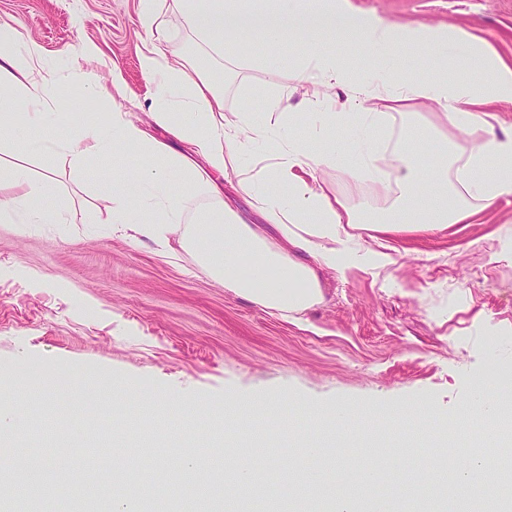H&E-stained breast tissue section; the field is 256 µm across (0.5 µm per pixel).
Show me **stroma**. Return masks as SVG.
<instances>
[{"label":"stroma","mask_w":512,"mask_h":512,"mask_svg":"<svg viewBox=\"0 0 512 512\" xmlns=\"http://www.w3.org/2000/svg\"><path fill=\"white\" fill-rule=\"evenodd\" d=\"M364 14L399 23H436L461 28L512 60V0H352ZM171 0H158L162 47L190 63L208 61L224 93V109L249 107L264 117L268 97L293 82L282 64L260 61L267 44L252 40L250 60H206L198 38ZM140 0H0V21L38 42L60 79L65 102H80L94 120L106 118L103 102L87 97L82 72L103 79L120 73L125 95L116 97L146 123L152 138L183 151L182 143L150 124L152 83L141 73L138 54L149 39L139 23ZM94 45L81 57L79 41ZM33 175L51 174L59 188V220L19 224L0 218V399L16 400L31 426L48 428L58 447L23 439L26 453L40 456L55 481L46 512H68L72 486L89 496L110 497L108 476L132 473L156 503L183 512H203L198 489L225 476L228 466L253 464L273 487L279 471L269 460L293 463L321 477L326 493L343 489V471L357 464L358 448L388 458L379 473L385 497L400 472L415 468L436 481L428 453L415 436L427 407L443 424L467 413L476 393L512 408V202L498 201L467 223L445 231L386 238L391 261L383 267L361 261L344 272L321 271L325 301L293 319L269 313L212 279L194 252L163 256L149 240L133 244L107 220L101 183L112 182L136 157L117 149L112 163L92 161L73 168L62 157L29 156ZM352 158L323 167L321 182L354 208L387 209L393 197L353 173ZM137 380L146 403L137 421L144 451L105 455L87 449V434L106 421L113 439L124 430L116 414ZM206 397L209 411L193 422L192 442L201 460L193 478L175 484L167 461L183 446L168 431L162 408L171 401ZM272 399L268 417L242 415L224 421V401ZM338 401L360 405L351 425L357 447L330 448L319 458L286 441L269 420L303 432L313 429L319 409ZM260 432L257 447L238 451L243 435ZM230 453L213 467L215 440ZM79 472L78 484L62 478Z\"/></svg>","instance_id":"1"}]
</instances>
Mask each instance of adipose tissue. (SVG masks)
I'll use <instances>...</instances> for the list:
<instances>
[{
	"label": "adipose tissue",
	"instance_id": "adipose-tissue-1",
	"mask_svg": "<svg viewBox=\"0 0 512 512\" xmlns=\"http://www.w3.org/2000/svg\"><path fill=\"white\" fill-rule=\"evenodd\" d=\"M174 6L215 55L241 58L255 37L276 49L292 48L298 59L295 82L306 87L307 102L315 107L318 147L309 149L287 132L292 88L269 99V120L246 108L228 112L206 67L168 59L156 47L139 58L154 84L150 119L186 144L188 153H172L152 140L117 105L105 122L89 121L60 99L59 81L40 45L0 22V126L20 118L26 128L13 152L62 156L80 167L111 160L117 146L133 151L139 159L136 194L127 196L117 184L102 189L112 223L127 238L166 245L178 236L181 247L196 251L202 268L234 294L291 318L324 301L320 269L340 271L361 260V252L349 246L354 231L444 230L467 220L476 205L512 197V129L496 131L481 110L487 101L512 104V64L487 45L478 51L481 69L460 80L432 60L445 45L471 47L466 30L361 15L351 0H174ZM404 51L417 68L396 65ZM331 86L344 91V99L328 96ZM417 99L437 103L460 135L480 127L484 138L465 148L438 137L435 126L408 111ZM378 101L401 110L397 137L384 150L376 147L386 119L374 109ZM344 145L355 153L357 169L397 191L379 218H367L330 195L317 176L320 168L337 163ZM248 154L264 159V166L245 170ZM218 173L237 177L260 223H248L225 204L214 179ZM2 188L10 194L0 198V213L20 214L29 224L53 218L58 191L50 175L32 176L20 162L0 163ZM200 198L221 212L220 221L189 224V206ZM28 431L18 406L0 403V456L9 457L12 472L34 466L10 448ZM500 444L497 433L484 434L479 455L454 475L456 499L470 500L485 485L496 470Z\"/></svg>",
	"mask_w": 512,
	"mask_h": 512
}]
</instances>
